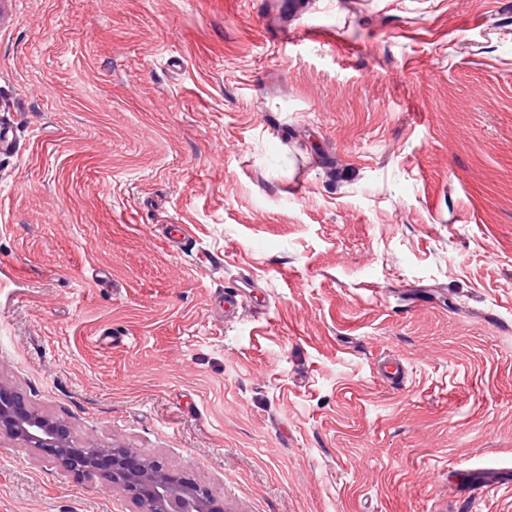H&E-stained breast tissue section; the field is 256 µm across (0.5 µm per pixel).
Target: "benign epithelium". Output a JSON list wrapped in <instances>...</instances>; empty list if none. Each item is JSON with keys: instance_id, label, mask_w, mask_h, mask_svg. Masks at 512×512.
I'll return each instance as SVG.
<instances>
[{"instance_id": "1", "label": "benign epithelium", "mask_w": 512, "mask_h": 512, "mask_svg": "<svg viewBox=\"0 0 512 512\" xmlns=\"http://www.w3.org/2000/svg\"><path fill=\"white\" fill-rule=\"evenodd\" d=\"M21 441L63 470L72 472L71 460L58 451L71 447L69 427L28 406L10 387L0 384V435ZM81 468L102 479L107 491L119 489L136 504L137 512H223L212 494L191 478L160 465L150 466L131 448L116 452L95 446L80 456Z\"/></svg>"}]
</instances>
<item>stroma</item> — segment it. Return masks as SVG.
I'll use <instances>...</instances> for the list:
<instances>
[{
	"instance_id": "35a3bbf8",
	"label": "stroma",
	"mask_w": 512,
	"mask_h": 512,
	"mask_svg": "<svg viewBox=\"0 0 512 512\" xmlns=\"http://www.w3.org/2000/svg\"><path fill=\"white\" fill-rule=\"evenodd\" d=\"M0 120V382L76 445L512 512L455 479L512 465V0H0ZM0 512L136 507L2 436ZM375 374L381 382L400 386L406 378L407 368L398 356L389 354L377 361Z\"/></svg>"
}]
</instances>
